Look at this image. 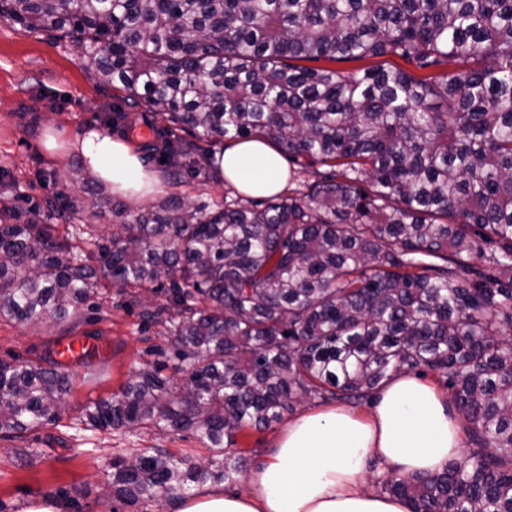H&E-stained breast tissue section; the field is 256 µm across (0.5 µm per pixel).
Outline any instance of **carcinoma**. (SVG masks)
<instances>
[{
  "mask_svg": "<svg viewBox=\"0 0 512 512\" xmlns=\"http://www.w3.org/2000/svg\"><path fill=\"white\" fill-rule=\"evenodd\" d=\"M0 16L81 49L112 83L105 122L135 129L175 183L207 173L196 138L261 137L302 156L316 179L210 210L177 194L121 219L102 265L55 220L80 212L59 193L33 208L0 199V320L75 321L116 286L167 287L147 324L171 336L183 373L159 362L85 406L90 428L193 430L210 451L153 448L112 458L127 506L200 483L230 484L235 448L302 402L371 405L393 377H438L465 445L440 473L380 474L410 512H512V0H0ZM398 57L356 73L300 65ZM72 381L47 354L0 361V438L55 423Z\"/></svg>",
  "mask_w": 512,
  "mask_h": 512,
  "instance_id": "obj_1",
  "label": "carcinoma"
}]
</instances>
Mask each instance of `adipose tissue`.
<instances>
[{
	"label": "adipose tissue",
	"mask_w": 512,
	"mask_h": 512,
	"mask_svg": "<svg viewBox=\"0 0 512 512\" xmlns=\"http://www.w3.org/2000/svg\"><path fill=\"white\" fill-rule=\"evenodd\" d=\"M87 169L112 191L139 201L157 178L124 143L90 132L75 143ZM213 170L246 197L284 190L281 152L255 137L213 152ZM462 444L460 421L446 397L414 376L393 378L366 419L341 410L307 412L290 422L270 460L251 477L257 491L229 495L206 488L180 500L176 512H410L401 499L361 489L368 465L400 476L442 472Z\"/></svg>",
	"instance_id": "obj_1"
}]
</instances>
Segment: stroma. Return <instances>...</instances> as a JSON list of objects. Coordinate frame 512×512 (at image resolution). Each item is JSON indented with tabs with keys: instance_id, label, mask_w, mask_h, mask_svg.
Returning <instances> with one entry per match:
<instances>
[{
	"instance_id": "obj_1",
	"label": "stroma",
	"mask_w": 512,
	"mask_h": 512,
	"mask_svg": "<svg viewBox=\"0 0 512 512\" xmlns=\"http://www.w3.org/2000/svg\"><path fill=\"white\" fill-rule=\"evenodd\" d=\"M112 94L106 78L83 68L69 40L29 32L0 19V169L15 178L18 194L34 204L57 192L82 202L86 172L72 145L84 131L103 129ZM51 134L57 138L53 149L46 145ZM145 168L158 176L159 185L146 202L128 200L133 211L173 193L211 205L230 192L228 184L212 174L190 177L176 186L156 162L146 163ZM50 172L58 174V181L47 180ZM141 310L137 296L113 288L100 307H83L72 328L49 320L28 327L0 322V360L8 362L37 359L59 338L97 329L110 347L108 358L94 367L71 368L73 385L65 411L56 423L28 435L26 444L33 455H21L15 442L0 439V512H22L35 497L63 499L68 512H111L116 503L108 493L113 456L150 448L205 455L190 431L126 427L101 431L80 420L87 404L112 397L132 374L155 362L152 347L167 345L161 326L144 323ZM308 410V405L300 404L269 429L242 432L238 446L245 452L246 473L225 485V492L252 493L249 472L267 461L289 422Z\"/></svg>"
}]
</instances>
